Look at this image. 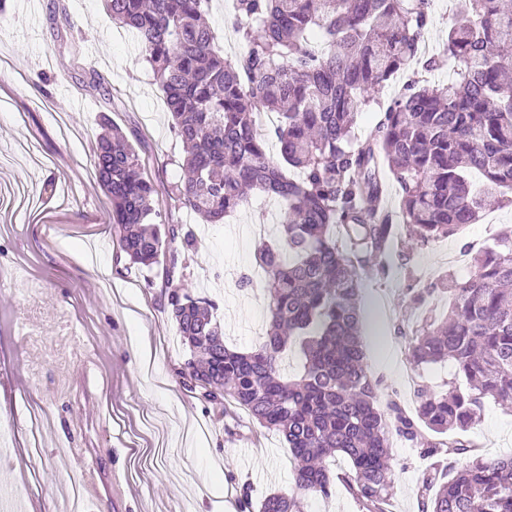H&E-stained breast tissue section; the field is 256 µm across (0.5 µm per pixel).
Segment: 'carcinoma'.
Here are the masks:
<instances>
[{
  "mask_svg": "<svg viewBox=\"0 0 512 512\" xmlns=\"http://www.w3.org/2000/svg\"><path fill=\"white\" fill-rule=\"evenodd\" d=\"M211 0H104L112 22L131 29L163 91L185 148L171 198L207 224H220L254 193L280 202V240L262 243L256 263L268 283L264 342L248 352L224 345L215 301L175 282L178 233L161 229V203L128 137L104 119L95 174L112 200V223L134 264L165 265L167 303L189 352V377L203 396L234 403L281 433L297 489L330 495L327 460L366 512H385L392 435L442 457L473 452L460 433L484 399L512 406V231L481 253L465 281H449L448 315L428 314L408 339L416 366L453 362L461 387L417 391L415 416L380 404L359 338L361 273L384 269L396 224L425 245L480 220L485 198L512 205V10L504 0H448L456 19L443 43L453 79L410 84L359 141L354 127L375 95L416 58L433 0H233L244 52L228 58L207 22ZM279 116L267 154L255 117ZM388 162L402 192L399 211L374 200ZM295 350L300 370L281 373ZM441 440L435 442L428 434ZM431 512H512V455L474 457L421 487ZM260 512H304L302 500L273 494Z\"/></svg>",
  "mask_w": 512,
  "mask_h": 512,
  "instance_id": "1",
  "label": "carcinoma"
}]
</instances>
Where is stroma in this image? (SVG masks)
I'll use <instances>...</instances> for the list:
<instances>
[{
    "mask_svg": "<svg viewBox=\"0 0 512 512\" xmlns=\"http://www.w3.org/2000/svg\"><path fill=\"white\" fill-rule=\"evenodd\" d=\"M0 30V188L27 204L0 205V488L42 512H70L80 467L94 463L99 495L81 512H238L274 493L294 494L284 438L243 409L205 399L184 375L188 352L171 320L162 266L129 264L112 203L92 156L103 119L117 124L151 173L164 223L192 232L183 270L193 294L218 305L229 347L264 333L265 281L252 276L262 229L277 207L252 197L221 224L203 223L170 199L183 152L164 96L134 35L102 0H7ZM512 229V207L491 206L454 235L410 246L398 239L382 274L363 279L368 370L381 400L416 409V389L442 393L451 365L412 367L405 332L443 312L445 280L466 275L447 252L475 254ZM48 419L32 431L30 409ZM467 437L487 458L512 453V409L486 399ZM390 512H421L428 463L392 441Z\"/></svg>",
    "mask_w": 512,
    "mask_h": 512,
    "instance_id": "35a3bbf8",
    "label": "stroma"
}]
</instances>
